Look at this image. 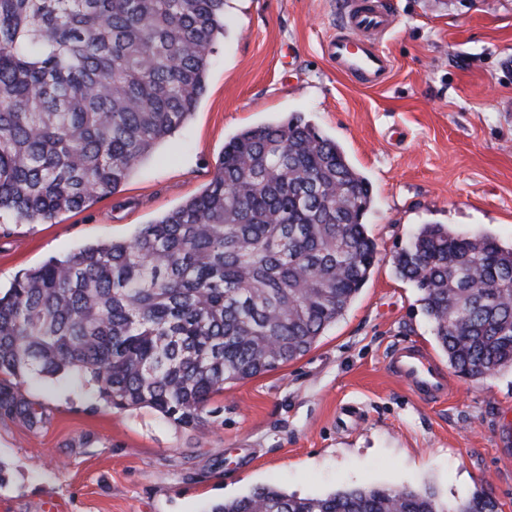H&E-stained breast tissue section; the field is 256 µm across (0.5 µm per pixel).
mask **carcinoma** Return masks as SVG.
Wrapping results in <instances>:
<instances>
[{
    "mask_svg": "<svg viewBox=\"0 0 512 512\" xmlns=\"http://www.w3.org/2000/svg\"><path fill=\"white\" fill-rule=\"evenodd\" d=\"M225 0H0V218L49 224L114 193L195 112ZM372 189L300 115L241 130L198 195L129 238L20 272L0 293V416L37 424L28 377L87 375L117 409L202 423L224 386L305 355L377 260ZM448 366L512 369V246L426 224L393 257ZM477 494L273 486L211 512H497Z\"/></svg>",
    "mask_w": 512,
    "mask_h": 512,
    "instance_id": "1",
    "label": "carcinoma"
}]
</instances>
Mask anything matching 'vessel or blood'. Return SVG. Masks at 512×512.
<instances>
[{"mask_svg":"<svg viewBox=\"0 0 512 512\" xmlns=\"http://www.w3.org/2000/svg\"><path fill=\"white\" fill-rule=\"evenodd\" d=\"M396 18L386 0L375 8H361L349 0L345 16L325 44L328 61L340 73L367 87L383 85L393 67L391 56L375 45L373 36L392 29ZM394 376L408 389L423 397L446 394L448 383L436 364L420 348L408 345L395 349L390 357Z\"/></svg>","mask_w":512,"mask_h":512,"instance_id":"obj_1","label":"vessel or blood"}]
</instances>
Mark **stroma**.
<instances>
[{"mask_svg": "<svg viewBox=\"0 0 512 512\" xmlns=\"http://www.w3.org/2000/svg\"><path fill=\"white\" fill-rule=\"evenodd\" d=\"M380 41L394 63L368 88L323 45L342 0H226L196 111L119 191L51 224L0 222V288L20 271L129 236L201 192L243 128L302 114L372 187L364 222L377 262L343 316L304 356L225 387L203 421L99 402L64 375L16 391L36 426L0 417V512H209L259 485L300 497L351 486L490 494L512 512V371L459 376L417 286L392 263L425 224L512 244V0H391ZM420 346L448 381L423 400L389 370Z\"/></svg>", "mask_w": 512, "mask_h": 512, "instance_id": "1", "label": "stroma"}]
</instances>
